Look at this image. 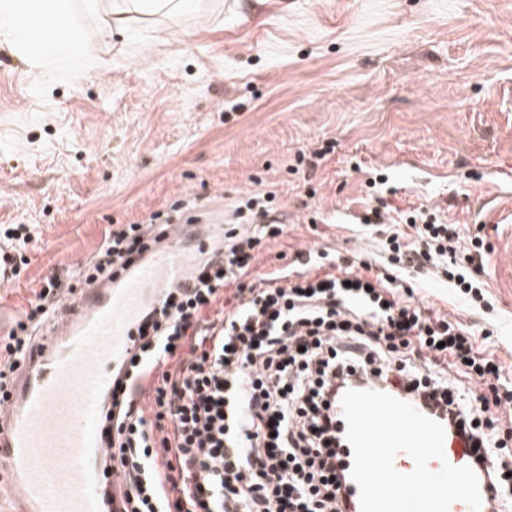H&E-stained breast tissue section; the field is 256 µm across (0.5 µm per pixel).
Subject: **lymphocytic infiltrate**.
Segmentation results:
<instances>
[{
    "label": "lymphocytic infiltrate",
    "instance_id": "obj_1",
    "mask_svg": "<svg viewBox=\"0 0 512 512\" xmlns=\"http://www.w3.org/2000/svg\"><path fill=\"white\" fill-rule=\"evenodd\" d=\"M272 195L247 193L224 234V258L205 262L193 288L172 291L137 329L125 379L112 390L105 436L122 479L119 512H353L340 464L336 403L356 383L424 402L472 443L476 474L512 484L506 441L493 429L512 416V388L475 330L425 313L405 274L433 273L474 309L490 304L473 273L485 245L461 242L455 224L417 212L387 238L388 267L322 252L257 275ZM186 207L108 229L84 275L54 271L0 333V404L38 331L77 292L133 265L151 233ZM41 239L33 225H0V263L14 274ZM496 379L490 394L474 385Z\"/></svg>",
    "mask_w": 512,
    "mask_h": 512
}]
</instances>
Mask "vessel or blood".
Masks as SVG:
<instances>
[{
  "label": "vessel or blood",
  "mask_w": 512,
  "mask_h": 512,
  "mask_svg": "<svg viewBox=\"0 0 512 512\" xmlns=\"http://www.w3.org/2000/svg\"><path fill=\"white\" fill-rule=\"evenodd\" d=\"M219 220L205 242L174 224L116 279L82 288L51 318L16 371L0 407V512H112L106 492L120 481L98 422L114 378L134 349L136 324L173 288H188L203 260L224 255ZM445 461L469 463L460 437L444 438Z\"/></svg>",
  "instance_id": "vessel-or-blood-1"
}]
</instances>
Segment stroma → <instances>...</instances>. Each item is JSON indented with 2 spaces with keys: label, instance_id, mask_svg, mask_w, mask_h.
Instances as JSON below:
<instances>
[{
  "label": "stroma",
  "instance_id": "obj_1",
  "mask_svg": "<svg viewBox=\"0 0 512 512\" xmlns=\"http://www.w3.org/2000/svg\"><path fill=\"white\" fill-rule=\"evenodd\" d=\"M69 2L67 38L100 67L75 76L0 47V224L43 231L0 286L1 323L111 225L181 199L229 211L274 193L288 234L265 242L261 273L300 250L380 258L382 235L359 219L381 199L484 237L492 316L427 276L414 300L483 333L512 370V0H190L109 38L103 14ZM374 175L384 185L368 187Z\"/></svg>",
  "mask_w": 512,
  "mask_h": 512
}]
</instances>
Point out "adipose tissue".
<instances>
[{
    "mask_svg": "<svg viewBox=\"0 0 512 512\" xmlns=\"http://www.w3.org/2000/svg\"><path fill=\"white\" fill-rule=\"evenodd\" d=\"M106 28L113 34L126 33L139 16L174 17L188 7V0H111ZM70 25L67 0H0V44L18 49L29 63L46 56L66 54L75 69L92 67L91 50L54 37L51 24Z\"/></svg>",
    "mask_w": 512,
    "mask_h": 512,
    "instance_id": "ef3b65f1",
    "label": "adipose tissue"
}]
</instances>
